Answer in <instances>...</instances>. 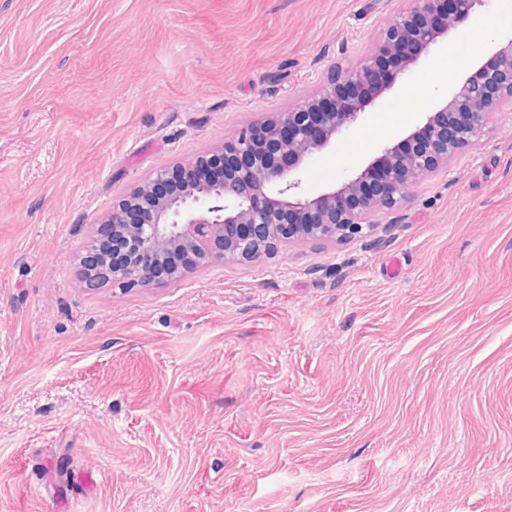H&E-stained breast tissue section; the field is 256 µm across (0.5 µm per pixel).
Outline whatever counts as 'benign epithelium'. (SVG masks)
<instances>
[{
  "label": "benign epithelium",
  "mask_w": 512,
  "mask_h": 512,
  "mask_svg": "<svg viewBox=\"0 0 512 512\" xmlns=\"http://www.w3.org/2000/svg\"><path fill=\"white\" fill-rule=\"evenodd\" d=\"M487 0H412L354 70L329 69L320 91L288 112L248 127L224 143V177L178 186L180 167L163 169L112 207L105 223L134 257L108 268L97 247L84 258L86 287L97 276L121 288L146 286L175 252L193 265L251 259L294 240L345 241L365 236L368 212L393 208L413 183L433 174L460 148L484 136L490 112L512 104V36L495 44L497 67H479L422 124L382 145L333 187L311 192L302 174L316 154L349 133L430 48L462 29ZM406 47L399 67L389 56Z\"/></svg>",
  "instance_id": "obj_1"
}]
</instances>
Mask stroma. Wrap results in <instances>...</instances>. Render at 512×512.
Here are the masks:
<instances>
[{"instance_id": "obj_1", "label": "stroma", "mask_w": 512, "mask_h": 512, "mask_svg": "<svg viewBox=\"0 0 512 512\" xmlns=\"http://www.w3.org/2000/svg\"><path fill=\"white\" fill-rule=\"evenodd\" d=\"M408 5L0 0V512H512V105L367 237L84 283L113 205L355 68ZM498 11L306 188L435 111L512 33ZM460 44H449L446 52L439 57L433 64L432 75L423 84V88L434 83V77H449L454 75L464 64L460 58Z\"/></svg>"}]
</instances>
